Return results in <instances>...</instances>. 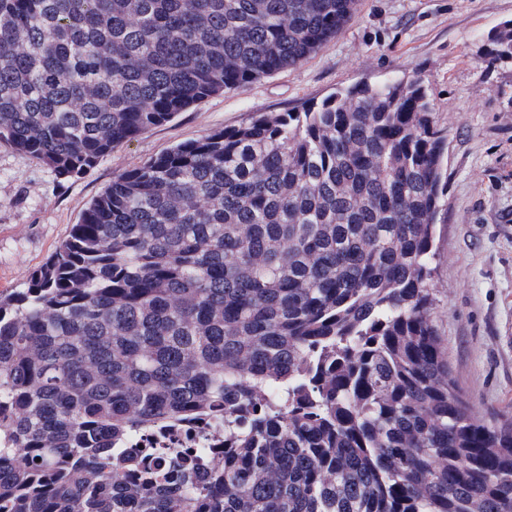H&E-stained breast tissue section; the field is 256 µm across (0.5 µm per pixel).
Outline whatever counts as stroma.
Masks as SVG:
<instances>
[{"label": "stroma", "instance_id": "1", "mask_svg": "<svg viewBox=\"0 0 512 512\" xmlns=\"http://www.w3.org/2000/svg\"><path fill=\"white\" fill-rule=\"evenodd\" d=\"M512 0H359L343 32L297 66L206 98L81 177L0 144V292L21 287L118 174L177 144L288 112L358 83L420 78L448 131V214L437 226L433 322L451 376L487 419L512 415V65L486 67Z\"/></svg>", "mask_w": 512, "mask_h": 512}]
</instances>
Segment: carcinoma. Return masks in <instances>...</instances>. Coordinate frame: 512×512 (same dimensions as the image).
Listing matches in <instances>:
<instances>
[{
    "label": "carcinoma",
    "instance_id": "obj_1",
    "mask_svg": "<svg viewBox=\"0 0 512 512\" xmlns=\"http://www.w3.org/2000/svg\"><path fill=\"white\" fill-rule=\"evenodd\" d=\"M357 2L0 0V143L78 177ZM484 57L512 64L511 22ZM434 112L358 83L116 176L0 294V512H512V417L432 319Z\"/></svg>",
    "mask_w": 512,
    "mask_h": 512
}]
</instances>
